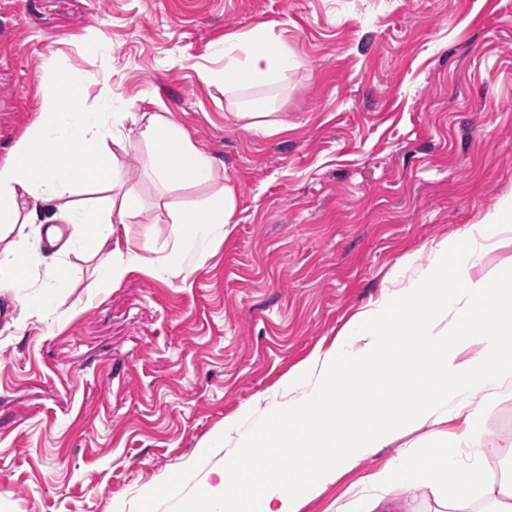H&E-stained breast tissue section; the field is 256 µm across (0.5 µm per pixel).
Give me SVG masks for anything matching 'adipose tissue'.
Instances as JSON below:
<instances>
[{
    "mask_svg": "<svg viewBox=\"0 0 512 512\" xmlns=\"http://www.w3.org/2000/svg\"><path fill=\"white\" fill-rule=\"evenodd\" d=\"M292 54L273 31L224 43V95L247 128H281L263 99H239L241 89L281 82ZM76 111L61 125L62 110ZM148 148V165L162 188L205 183L216 162L190 134L156 113L105 116L84 108L78 82L61 74L42 91L38 119L0 151V287L29 275L26 230L44 229L57 244L82 241L98 256L97 295L133 271L159 272L182 251L232 224V186L199 205L158 197L178 229L167 259L135 251L125 230L146 211L119 162ZM103 191L88 206L81 188ZM512 247V201L430 248V260L408 282L384 292L343 328L334 344L288 376L299 394L270 404L261 426L238 433L224 462L222 487L202 484L183 512H300L302 504L378 449L419 431L423 445L398 448L369 474L373 496L357 498L354 512H407L387 501L393 485L428 488L441 512H512V470L486 476L488 449L477 438L484 412L512 394V259L489 264L490 253Z\"/></svg>",
    "mask_w": 512,
    "mask_h": 512,
    "instance_id": "1",
    "label": "adipose tissue"
}]
</instances>
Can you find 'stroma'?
<instances>
[{
  "label": "stroma",
  "mask_w": 512,
  "mask_h": 512,
  "mask_svg": "<svg viewBox=\"0 0 512 512\" xmlns=\"http://www.w3.org/2000/svg\"><path fill=\"white\" fill-rule=\"evenodd\" d=\"M274 30L298 64L274 102L283 129H246L217 82L227 37ZM214 82H203L201 71ZM79 72L90 112H165L216 158L235 224L160 276L106 299L96 260L30 242V275L0 288V512H179L234 445L288 399V373L414 257L512 199V0H0V149L35 120L39 88ZM138 149L137 196L161 192ZM166 256V219L128 227ZM55 289L47 316L17 297ZM489 479L512 457V399L486 417ZM380 449L309 501L336 512L385 465ZM176 483H169L170 475Z\"/></svg>",
  "instance_id": "35a3bbf8"
}]
</instances>
